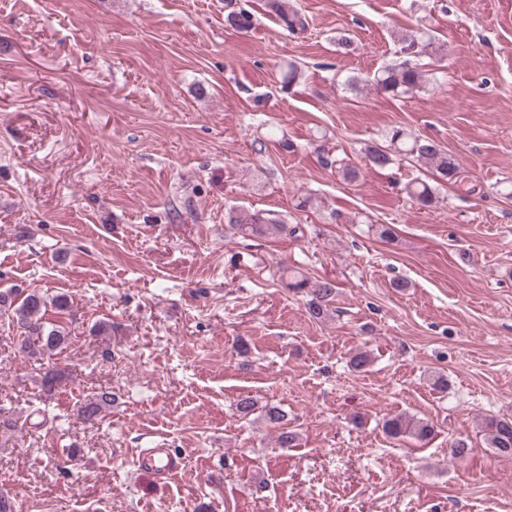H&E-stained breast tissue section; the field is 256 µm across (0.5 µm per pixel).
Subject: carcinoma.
I'll list each match as a JSON object with an SVG mask.
<instances>
[{"mask_svg": "<svg viewBox=\"0 0 512 512\" xmlns=\"http://www.w3.org/2000/svg\"><path fill=\"white\" fill-rule=\"evenodd\" d=\"M267 8L290 34L297 35L307 31L308 19L297 8L294 0H267ZM224 21L239 32L250 31L256 23L254 15L241 7L229 10ZM431 45L432 40L426 41L412 34L403 39L401 51L419 58L428 54ZM373 82L378 89L398 97L422 90L427 79L425 71L418 64L406 60L376 73ZM385 139L386 142L383 144L373 143L364 148L367 166L386 169L408 160L424 167L438 184H454L459 180L460 167L456 159L435 141L415 137L402 126L392 127L386 133ZM320 152L324 154V164L336 167V171L344 180L354 182L358 179L357 167L345 162L343 158L327 157V151L323 148ZM404 191L421 209H429L436 204L435 187L422 179L409 181ZM227 224L232 235L243 237L286 238L295 236L298 230V227L288 225L282 218L261 211L242 213L231 210L227 214ZM288 287L297 292L310 288L311 299L307 304V313L312 320L322 322L330 317V305L336 295L335 282L326 279L312 285L307 279L293 275L288 281ZM48 303L53 304L60 313L69 308L68 300L63 295L49 301L44 294L34 290L18 303L15 293H0V312L7 314L17 324L21 337L20 349L30 357L45 354L51 356L66 340V336L58 328H49L42 321L41 312ZM111 403L112 393L103 392L81 407V413L85 419L91 420L102 412L104 406ZM382 428L391 438H410L422 443L430 441L435 435L434 426L429 421L406 413L387 418ZM483 431L485 440L489 447L493 448L494 453L512 457V418L489 417L484 421Z\"/></svg>", "mask_w": 512, "mask_h": 512, "instance_id": "carcinoma-1", "label": "carcinoma"}]
</instances>
